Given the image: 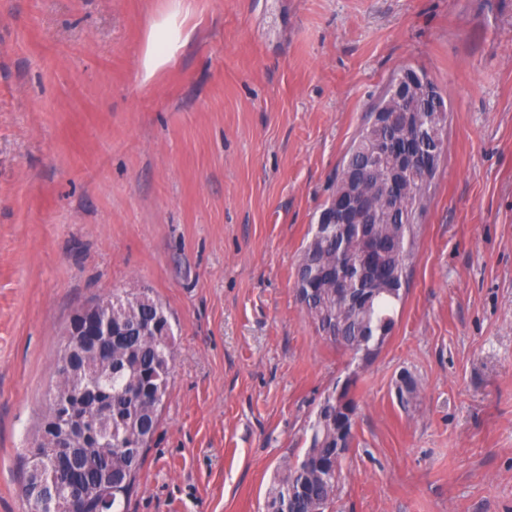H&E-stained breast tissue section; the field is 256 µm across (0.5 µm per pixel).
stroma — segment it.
Here are the masks:
<instances>
[{
  "label": "stroma",
  "mask_w": 512,
  "mask_h": 512,
  "mask_svg": "<svg viewBox=\"0 0 512 512\" xmlns=\"http://www.w3.org/2000/svg\"><path fill=\"white\" fill-rule=\"evenodd\" d=\"M173 14L194 34L144 78ZM408 65L448 100L447 148L394 332L362 366L294 275ZM139 287L174 365L127 512H265L350 376L333 512H512V0H0V512H26L72 314Z\"/></svg>",
  "instance_id": "stroma-1"
}]
</instances>
